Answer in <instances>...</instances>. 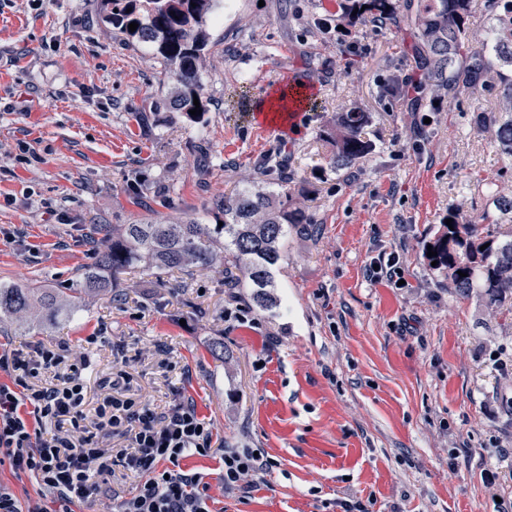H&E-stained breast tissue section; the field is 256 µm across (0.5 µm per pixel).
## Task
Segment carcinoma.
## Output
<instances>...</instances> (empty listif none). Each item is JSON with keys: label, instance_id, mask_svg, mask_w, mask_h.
<instances>
[{"label": "carcinoma", "instance_id": "obj_1", "mask_svg": "<svg viewBox=\"0 0 512 512\" xmlns=\"http://www.w3.org/2000/svg\"><path fill=\"white\" fill-rule=\"evenodd\" d=\"M103 19L132 41L156 49L165 73L176 86L170 107L189 120L193 99L203 100L199 80L209 43L207 15L212 0H100ZM366 6L369 22L403 24L414 29L412 59L422 73L421 94L432 100H457L483 91H497L498 108L476 114V129L487 135L500 155L512 162V0H484L496 20L490 36L472 28L474 0H339L341 11ZM137 23L134 31L128 25ZM371 113L361 109L335 114L323 131L332 148V168L348 170L369 155L364 137ZM259 181L279 190H244L213 202L224 214L223 225L197 222L163 224L140 218L128 224H99L98 260L84 269L77 288L0 286V323L47 329L58 324L82 302L112 292V280L129 268L190 272L209 269L224 275L229 288L251 289L257 308L272 312L280 306L274 270L282 258L288 225L310 230L315 220L292 201L288 161L274 150L257 162ZM429 242L436 255L429 261L445 271L448 287L467 297L481 295L497 309L512 301V230L495 234L482 224L485 217L463 220L454 214ZM465 276H459V273Z\"/></svg>", "mask_w": 512, "mask_h": 512}]
</instances>
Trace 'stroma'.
Here are the masks:
<instances>
[{
	"mask_svg": "<svg viewBox=\"0 0 512 512\" xmlns=\"http://www.w3.org/2000/svg\"><path fill=\"white\" fill-rule=\"evenodd\" d=\"M335 3L212 0L209 105L192 123L167 106L173 83L160 58L102 21L100 0H0V284L73 287L95 261L94 225L138 215L136 178L171 187L168 206L152 205L159 219L222 222L212 202L252 188L255 161L278 149L318 227L289 229L275 313L215 271L123 274L47 332L0 335V352L79 349L94 401L120 347L134 393L193 400L218 446L277 461L266 483L227 494L217 459H183L206 473L215 512H344L346 501L369 512H497L512 500V309L449 294L425 257L457 211L512 227L482 191L512 189V163L473 125L496 98H381L390 76L421 79L411 31L369 32ZM322 19L348 41L306 34ZM297 77L316 102L298 133L255 120L266 90ZM241 91L238 112L230 102ZM355 103L373 114V150L346 174L331 169L321 132ZM392 254L403 283L370 279V263ZM236 306L240 320H225Z\"/></svg>",
	"mask_w": 512,
	"mask_h": 512,
	"instance_id": "obj_1",
	"label": "stroma"
}]
</instances>
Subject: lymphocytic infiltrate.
Returning a JSON list of instances; mask_svg holds the SVG:
<instances>
[{
    "label": "lymphocytic infiltrate",
    "mask_w": 512,
    "mask_h": 512,
    "mask_svg": "<svg viewBox=\"0 0 512 512\" xmlns=\"http://www.w3.org/2000/svg\"><path fill=\"white\" fill-rule=\"evenodd\" d=\"M66 350L60 344L0 354V370L12 379L0 383V466L15 478L34 479L42 492L23 504L0 483V512H72L75 503L96 500L101 479L118 466L138 482L129 497L103 512H212L210 485L202 473L181 468L185 457L218 456L228 493L254 487L275 468L274 459L250 448L215 450L213 427L192 401L161 407L123 395L131 379L122 368L112 375L115 395L86 415L83 359L75 358L66 376L57 372ZM38 377L46 385H35ZM115 436L129 448L112 455L104 443Z\"/></svg>",
    "instance_id": "1"
}]
</instances>
